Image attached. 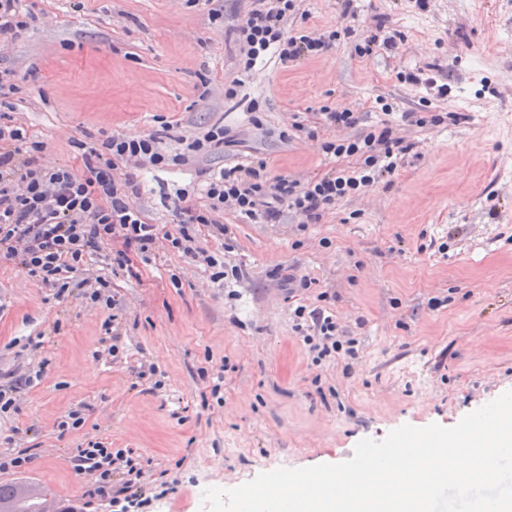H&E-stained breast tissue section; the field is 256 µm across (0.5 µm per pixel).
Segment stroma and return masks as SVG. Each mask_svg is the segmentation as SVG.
<instances>
[{"label":"stroma","instance_id":"obj_1","mask_svg":"<svg viewBox=\"0 0 512 512\" xmlns=\"http://www.w3.org/2000/svg\"><path fill=\"white\" fill-rule=\"evenodd\" d=\"M28 6L35 28L0 44V67L16 74L14 117L43 142L44 165L80 170L74 141L149 134L165 121L170 150L204 126L228 129L224 152L142 174L141 203L160 232L177 233L169 196L203 171L263 158L304 181L349 166L320 149L337 135L321 123L325 105L357 113L354 136L391 120L417 151L390 185L306 229L291 216L243 224L229 211L226 235L196 225L199 247L241 268L229 289L165 244L108 274L111 307L89 298L98 267L71 274L60 294L0 259V370L34 377L0 416V456L28 448L33 460L0 483L52 490L68 512L85 486L71 459L97 441L163 474L171 491L152 512H200L207 488L337 464L362 439L404 424L451 427L512 390V0H354L350 16L342 0H303L295 27L351 36L316 58L264 61L233 100L224 84L238 75L234 27L247 0ZM213 7L223 11L215 22ZM394 30L397 50L355 54L356 40ZM405 112L464 119L420 128L404 125ZM296 120L317 139L291 133ZM291 274L311 287L288 293ZM300 304L323 307L358 339L351 376L338 359L312 364L292 331ZM73 410L81 424L61 428Z\"/></svg>","mask_w":512,"mask_h":512}]
</instances>
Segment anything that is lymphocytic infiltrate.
<instances>
[{"label": "lymphocytic infiltrate", "instance_id": "obj_1", "mask_svg": "<svg viewBox=\"0 0 512 512\" xmlns=\"http://www.w3.org/2000/svg\"><path fill=\"white\" fill-rule=\"evenodd\" d=\"M301 0H251L235 28L241 75L250 74L267 56L280 63L295 62L332 50L338 31L288 33L290 16L298 15ZM9 70L0 71V257L18 260L29 276L43 284L65 289V274L82 270L89 262L125 264L129 253L149 260L160 240L139 202L141 186L135 171L168 172L190 159L223 150L230 137L216 124L183 140L173 152L161 148V136H109L101 143L77 142L82 170L45 167L43 145L32 140L16 122ZM240 75V77H241ZM240 77L224 87L225 98L237 95ZM325 152L335 157L356 158L353 167L338 168L324 176L301 181L272 174L265 159L208 173L203 206L190 205L191 192L179 188L175 211L179 230L171 237L172 248L192 253V227L208 224L223 233L218 218L232 210L240 218L262 224H278L286 215L302 224L318 223L325 209L336 201L373 187L394 174L413 142L382 125L353 139L325 142ZM125 175H118V166ZM293 332L301 337L314 362L343 352L356 358V340L341 335L333 316L298 306ZM76 475L86 477L83 493L86 512H145L158 499L145 481V470L131 450L100 444L78 449L72 459Z\"/></svg>", "mask_w": 512, "mask_h": 512}]
</instances>
